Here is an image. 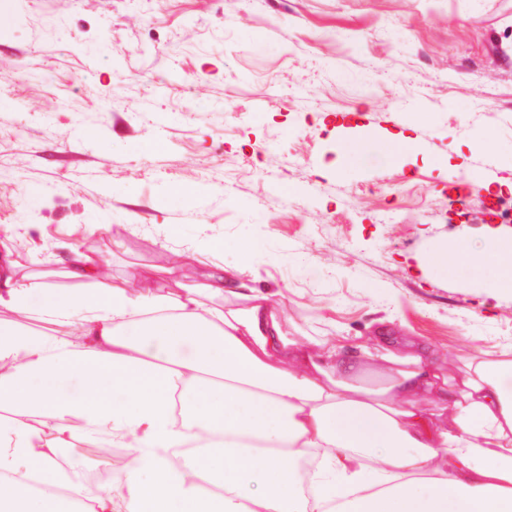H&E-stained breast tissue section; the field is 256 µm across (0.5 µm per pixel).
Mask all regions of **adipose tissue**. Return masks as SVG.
Here are the masks:
<instances>
[{"label": "adipose tissue", "instance_id": "obj_1", "mask_svg": "<svg viewBox=\"0 0 512 512\" xmlns=\"http://www.w3.org/2000/svg\"><path fill=\"white\" fill-rule=\"evenodd\" d=\"M433 261L512 292V238ZM67 275V291L0 276V407L21 416L0 422V512H512V347L458 380L416 347L285 337L261 292L208 306L226 293L210 273L167 296L136 271L110 285L84 253ZM176 392L191 399L178 416ZM88 441L128 451L98 494L57 461ZM312 451L307 490L295 464ZM35 476L65 496L35 494Z\"/></svg>", "mask_w": 512, "mask_h": 512}]
</instances>
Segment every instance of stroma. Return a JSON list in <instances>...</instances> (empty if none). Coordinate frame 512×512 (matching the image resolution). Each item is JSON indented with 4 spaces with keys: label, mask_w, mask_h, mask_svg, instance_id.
<instances>
[{
    "label": "stroma",
    "mask_w": 512,
    "mask_h": 512,
    "mask_svg": "<svg viewBox=\"0 0 512 512\" xmlns=\"http://www.w3.org/2000/svg\"><path fill=\"white\" fill-rule=\"evenodd\" d=\"M361 124L368 149L336 165L337 129ZM400 132L419 153L387 161ZM484 160L496 179L459 202ZM185 182L197 193L168 206ZM508 183L512 0H0V252L17 277L69 288L76 251L163 293L240 269L286 336L407 337L461 369L512 346V293L429 260L512 236Z\"/></svg>",
    "instance_id": "obj_1"
}]
</instances>
